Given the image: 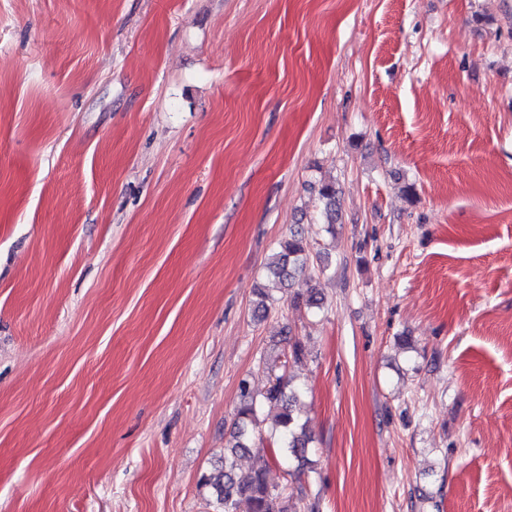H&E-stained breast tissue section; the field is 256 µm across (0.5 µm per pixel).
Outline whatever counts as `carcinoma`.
<instances>
[{
  "label": "carcinoma",
  "mask_w": 512,
  "mask_h": 512,
  "mask_svg": "<svg viewBox=\"0 0 512 512\" xmlns=\"http://www.w3.org/2000/svg\"><path fill=\"white\" fill-rule=\"evenodd\" d=\"M318 194L323 202L320 216L331 232L339 215L336 183H321ZM308 256L303 238L298 232H291L280 242L279 250L267 266V280L277 288L290 285ZM300 394L301 389L294 386L289 377L276 378L259 393L254 392L247 381L240 383L238 418L224 444V462L200 479L201 485L213 490L221 506L220 512H236L242 501L248 504L249 512H289V497L269 485L264 471L240 470L237 457L263 444L257 428L263 409L268 408L278 410L268 425V434L270 439L278 441L280 456L285 460L293 459L302 466L308 463L310 437L306 433V423L301 421L296 411Z\"/></svg>",
  "instance_id": "obj_1"
}]
</instances>
